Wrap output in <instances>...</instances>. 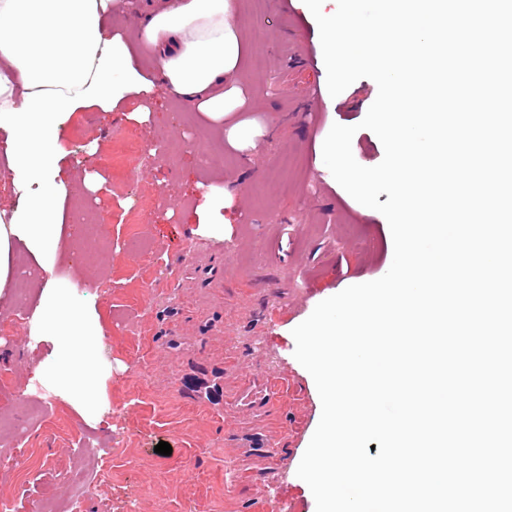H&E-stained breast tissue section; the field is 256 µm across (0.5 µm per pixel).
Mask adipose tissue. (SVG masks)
Instances as JSON below:
<instances>
[{
    "label": "adipose tissue",
    "instance_id": "adipose-tissue-1",
    "mask_svg": "<svg viewBox=\"0 0 512 512\" xmlns=\"http://www.w3.org/2000/svg\"><path fill=\"white\" fill-rule=\"evenodd\" d=\"M115 2L0 0V130L11 142L8 169L22 199L0 222V293L12 279L13 248L23 244L43 272L30 334L65 344L52 362L53 390L95 423L104 330L94 306L71 296L67 277L55 272L68 184L51 146L63 123L87 106L112 111L158 82L203 112L214 132L228 133L234 147L254 138L250 124L224 125L235 106L226 85L242 54L234 0H158L141 24L152 47L141 65L106 25Z\"/></svg>",
    "mask_w": 512,
    "mask_h": 512
}]
</instances>
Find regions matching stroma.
<instances>
[{
    "mask_svg": "<svg viewBox=\"0 0 512 512\" xmlns=\"http://www.w3.org/2000/svg\"><path fill=\"white\" fill-rule=\"evenodd\" d=\"M155 0H124L109 17L113 31L133 46ZM245 51L257 38L267 46L266 78L254 82L249 62L232 79L239 107L231 122L262 134L242 152L213 134L191 104L167 96L130 95L115 110L75 113L53 148L62 170L97 172L102 187L75 190L64 202L76 212L107 214V242L64 234L58 274L81 264L73 283L96 308L105 331L100 356L110 369L102 420L88 425L65 399L48 396L45 418L64 419L58 437L43 425L24 428L14 451L27 475L0 471V494L17 512H40L42 498L69 492L60 466L71 450L92 443L112 467L82 512H316L297 468L321 418L310 373L295 359L293 329L321 301L351 285L384 276L393 260L386 218L354 200L323 161L333 124L355 127L352 152L366 167L379 164L383 146L360 123L377 96L361 78L338 96L313 105L308 89L326 84L319 28L303 0H235ZM149 105L148 119L136 117ZM134 148L124 159L134 176L111 177L105 157L125 136ZM98 152H91V141ZM223 182L233 195L224 210L223 239L199 229L195 211L205 185ZM295 184L282 194L283 182ZM15 295L0 297V373L23 386L46 372L57 353L51 337L29 334L14 321ZM271 387L259 411L239 408L247 385ZM256 429L271 453L243 448L240 432ZM172 453H155L159 442ZM234 475H226L225 465Z\"/></svg>",
    "mask_w": 512,
    "mask_h": 512,
    "instance_id": "35a3bbf8",
    "label": "stroma"
}]
</instances>
